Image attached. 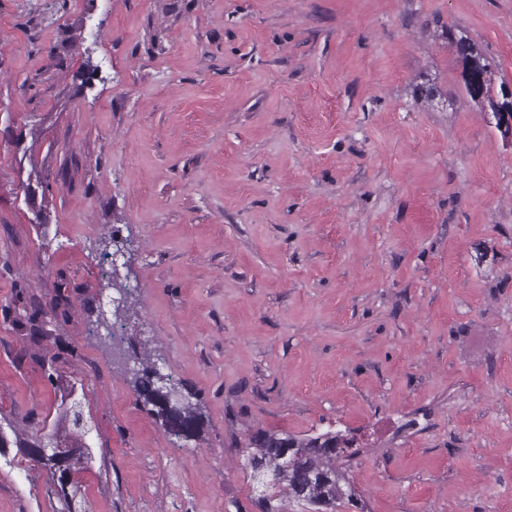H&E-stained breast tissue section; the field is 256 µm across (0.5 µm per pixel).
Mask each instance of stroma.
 Returning a JSON list of instances; mask_svg holds the SVG:
<instances>
[{
  "instance_id": "stroma-1",
  "label": "stroma",
  "mask_w": 512,
  "mask_h": 512,
  "mask_svg": "<svg viewBox=\"0 0 512 512\" xmlns=\"http://www.w3.org/2000/svg\"><path fill=\"white\" fill-rule=\"evenodd\" d=\"M460 35L512 86V0H0V421L81 399L86 512H261L250 438L330 430L336 512H512V136ZM126 238L197 437L114 356ZM54 489L0 450V512ZM457 58L462 65V76L464 81V88L466 93L475 101L479 103H486L488 110L494 114L501 109L505 103L502 98V90L504 83L500 85L499 92L494 91L493 80L489 65L483 61L481 54L476 47L467 37H460L455 41ZM474 76L478 80V87L476 90L472 89L469 78ZM501 95V96H500ZM507 105L503 107L497 114V119L501 125H512V89L506 90Z\"/></svg>"
}]
</instances>
